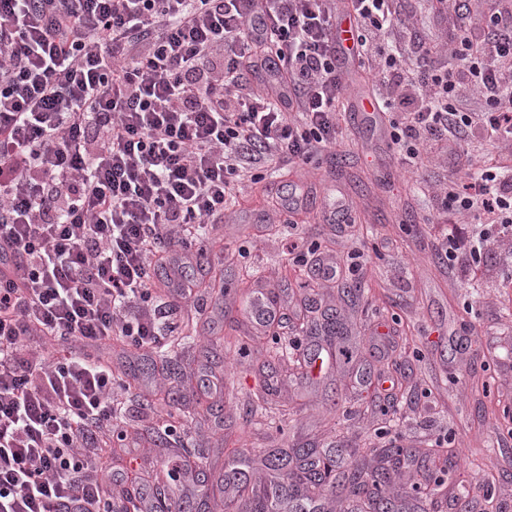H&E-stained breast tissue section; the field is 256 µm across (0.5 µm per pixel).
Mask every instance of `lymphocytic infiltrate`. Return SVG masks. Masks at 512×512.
I'll list each match as a JSON object with an SVG mask.
<instances>
[{
  "label": "lymphocytic infiltrate",
  "mask_w": 512,
  "mask_h": 512,
  "mask_svg": "<svg viewBox=\"0 0 512 512\" xmlns=\"http://www.w3.org/2000/svg\"><path fill=\"white\" fill-rule=\"evenodd\" d=\"M0 0V512H121L96 461L116 417L112 339L154 348L156 288L242 180L337 146L336 23H354L388 144L421 166L439 141L512 146V0ZM477 108H468L470 96ZM476 213L470 248L512 237V164L441 187ZM167 270V281L157 277Z\"/></svg>",
  "instance_id": "1"
}]
</instances>
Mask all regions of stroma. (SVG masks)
I'll list each match as a JSON object with an SVG mask.
<instances>
[{
  "label": "stroma",
  "instance_id": "obj_1",
  "mask_svg": "<svg viewBox=\"0 0 512 512\" xmlns=\"http://www.w3.org/2000/svg\"><path fill=\"white\" fill-rule=\"evenodd\" d=\"M341 128L345 143L335 154L283 169L265 186L247 185L248 203L213 225L206 260L185 259L199 302H167L190 336L164 339L154 368L119 395L127 437L112 470L133 488L155 478L149 462L183 450L209 476L205 512H245L272 475L264 463L269 452L302 445L320 458L343 452L369 473L383 465L391 437L425 458L444 436L459 463L433 491L430 512H450L461 485L491 487L480 512H512V267L497 247L473 265L472 225L446 226L435 212L433 196L450 170L444 158L411 175L380 126L348 117ZM327 185L349 203L357 224L320 223ZM295 198L308 205L304 226L294 230L272 203ZM449 229L462 243L452 263L433 248ZM300 239L347 255L362 294L348 297L347 282L324 288L294 269L288 248ZM260 287L278 300L276 322L264 335L246 310ZM327 310L360 344L358 368L398 379V386L375 399L358 392L355 370L340 363L304 369L306 354L321 343L312 325ZM378 331L397 346L391 360L378 361L367 348ZM172 395L182 419L174 440L160 448L155 435L170 420ZM210 404L220 406L219 416L206 414Z\"/></svg>",
  "mask_w": 512,
  "mask_h": 512
}]
</instances>
